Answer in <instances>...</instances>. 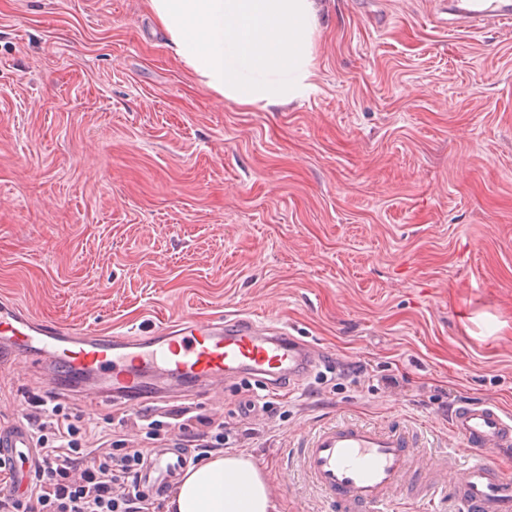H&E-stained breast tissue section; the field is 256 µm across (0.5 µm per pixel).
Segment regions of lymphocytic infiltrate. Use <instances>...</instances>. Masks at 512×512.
<instances>
[{"label":"lymphocytic infiltrate","mask_w":512,"mask_h":512,"mask_svg":"<svg viewBox=\"0 0 512 512\" xmlns=\"http://www.w3.org/2000/svg\"><path fill=\"white\" fill-rule=\"evenodd\" d=\"M172 421L149 429L162 433L163 440L191 434L223 445L229 435L223 423L191 416L189 408L173 411ZM28 424L39 447V463L33 478V493L21 499L0 491V512H150V498L138 489L143 454L139 450L109 452L111 438L106 430L94 431L75 425L59 407H44L42 415ZM126 479V493L115 494L118 479Z\"/></svg>","instance_id":"lymphocytic-infiltrate-1"}]
</instances>
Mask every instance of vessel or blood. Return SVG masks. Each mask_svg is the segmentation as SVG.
Returning <instances> with one entry per match:
<instances>
[{"instance_id":"vessel-or-blood-1","label":"vessel or blood","mask_w":512,"mask_h":512,"mask_svg":"<svg viewBox=\"0 0 512 512\" xmlns=\"http://www.w3.org/2000/svg\"><path fill=\"white\" fill-rule=\"evenodd\" d=\"M466 2L471 21H512V0ZM0 338L16 347L31 370L47 372L54 388H67L70 370L107 374L106 387L93 395L100 405L121 398L132 403L166 400L184 392L185 380L206 387L238 372L269 388L285 381L299 384L321 360L285 329L250 320L219 316L201 322L183 316L162 323L153 335L132 340L41 322L22 306L4 301ZM159 364L168 374L167 386L137 388L141 372ZM449 424L468 455L466 462H458L452 453L427 458L414 431L344 420L318 430L293 454L324 501L340 512H387L400 488L409 502L431 501L444 493L461 512H512V472L490 457L494 449L512 446V416L495 404L462 402L451 411ZM4 460L24 461L8 488L28 493L27 470L36 465L37 456L24 421L0 430V462ZM190 460L185 448L150 455L140 473V488L161 492Z\"/></svg>"}]
</instances>
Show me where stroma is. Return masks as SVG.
Listing matches in <instances>:
<instances>
[{
	"mask_svg": "<svg viewBox=\"0 0 512 512\" xmlns=\"http://www.w3.org/2000/svg\"><path fill=\"white\" fill-rule=\"evenodd\" d=\"M318 2L314 88L265 109L204 89L143 0H0V299L91 332L223 315L322 348L301 384L188 401L281 512H329L288 451L337 419L407 426L435 458L458 402L512 414V27ZM49 387L0 372V427Z\"/></svg>",
	"mask_w": 512,
	"mask_h": 512,
	"instance_id": "1",
	"label": "stroma"
}]
</instances>
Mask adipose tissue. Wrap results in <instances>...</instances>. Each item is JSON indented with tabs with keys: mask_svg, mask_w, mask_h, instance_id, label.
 Segmentation results:
<instances>
[{
	"mask_svg": "<svg viewBox=\"0 0 512 512\" xmlns=\"http://www.w3.org/2000/svg\"><path fill=\"white\" fill-rule=\"evenodd\" d=\"M174 56L198 83L244 106L303 97L314 69L316 0H145ZM164 512H279L264 473L229 452L189 468Z\"/></svg>",
	"mask_w": 512,
	"mask_h": 512,
	"instance_id": "adipose-tissue-1",
	"label": "adipose tissue"
}]
</instances>
